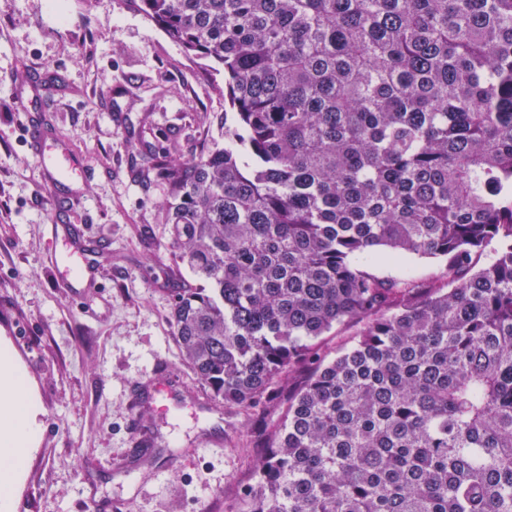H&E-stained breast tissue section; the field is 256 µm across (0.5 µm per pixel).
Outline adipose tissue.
I'll use <instances>...</instances> for the list:
<instances>
[{"instance_id":"adipose-tissue-1","label":"adipose tissue","mask_w":512,"mask_h":512,"mask_svg":"<svg viewBox=\"0 0 512 512\" xmlns=\"http://www.w3.org/2000/svg\"><path fill=\"white\" fill-rule=\"evenodd\" d=\"M38 402L10 345L0 343V512H12L14 491L37 444Z\"/></svg>"}]
</instances>
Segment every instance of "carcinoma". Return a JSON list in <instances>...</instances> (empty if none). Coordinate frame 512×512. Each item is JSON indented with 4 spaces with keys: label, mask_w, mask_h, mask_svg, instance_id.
<instances>
[{
    "label": "carcinoma",
    "mask_w": 512,
    "mask_h": 512,
    "mask_svg": "<svg viewBox=\"0 0 512 512\" xmlns=\"http://www.w3.org/2000/svg\"><path fill=\"white\" fill-rule=\"evenodd\" d=\"M125 2L224 70L150 163L195 383L281 404L236 512H512V0Z\"/></svg>",
    "instance_id": "obj_1"
}]
</instances>
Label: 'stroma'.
<instances>
[{
    "label": "stroma",
    "mask_w": 512,
    "mask_h": 512,
    "mask_svg": "<svg viewBox=\"0 0 512 512\" xmlns=\"http://www.w3.org/2000/svg\"><path fill=\"white\" fill-rule=\"evenodd\" d=\"M228 109L222 68L125 0H0V337L42 428L14 512H234L253 482L256 416L217 406L179 355L174 291L195 281L147 162L173 140L186 155L223 147ZM34 120L82 178L45 177ZM53 234L101 244L76 294Z\"/></svg>",
    "instance_id": "1"
}]
</instances>
